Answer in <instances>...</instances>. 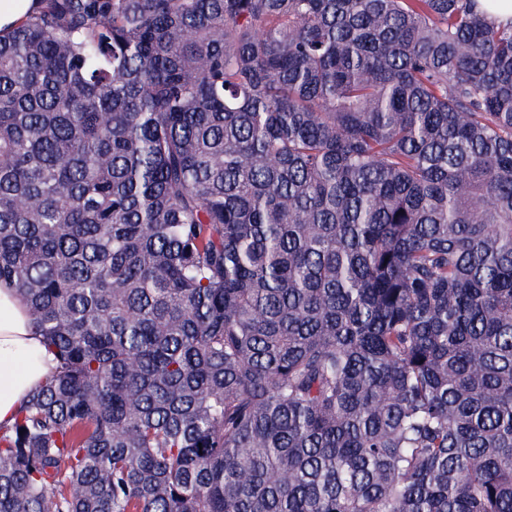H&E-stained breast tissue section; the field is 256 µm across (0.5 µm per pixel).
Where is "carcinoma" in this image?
<instances>
[{
  "label": "carcinoma",
  "mask_w": 512,
  "mask_h": 512,
  "mask_svg": "<svg viewBox=\"0 0 512 512\" xmlns=\"http://www.w3.org/2000/svg\"><path fill=\"white\" fill-rule=\"evenodd\" d=\"M40 2L0 282L55 368L0 512H512V22Z\"/></svg>",
  "instance_id": "carcinoma-1"
}]
</instances>
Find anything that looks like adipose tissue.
I'll return each mask as SVG.
<instances>
[{"mask_svg": "<svg viewBox=\"0 0 512 512\" xmlns=\"http://www.w3.org/2000/svg\"><path fill=\"white\" fill-rule=\"evenodd\" d=\"M53 368L20 295L0 284V424L12 425L28 395Z\"/></svg>", "mask_w": 512, "mask_h": 512, "instance_id": "adipose-tissue-1", "label": "adipose tissue"}]
</instances>
